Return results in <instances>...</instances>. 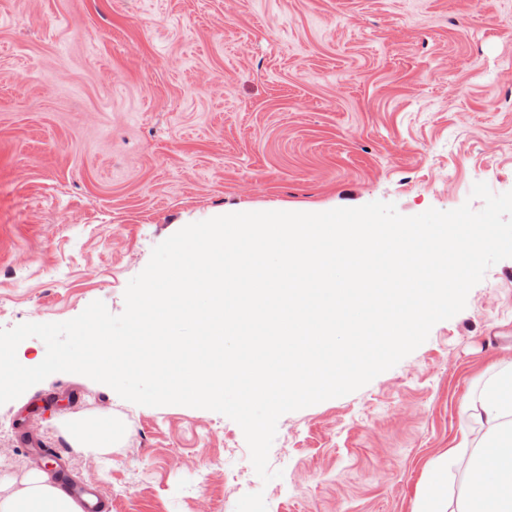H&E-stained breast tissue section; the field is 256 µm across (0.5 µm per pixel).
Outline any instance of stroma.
<instances>
[{"label":"stroma","mask_w":512,"mask_h":512,"mask_svg":"<svg viewBox=\"0 0 512 512\" xmlns=\"http://www.w3.org/2000/svg\"><path fill=\"white\" fill-rule=\"evenodd\" d=\"M512 191V0H0V327L125 307L182 215L415 216ZM512 359V258L348 395L241 427L55 373L0 405V476L66 458L111 512H414L464 402ZM109 415V460L59 421Z\"/></svg>","instance_id":"obj_1"}]
</instances>
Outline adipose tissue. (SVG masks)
<instances>
[{
  "label": "adipose tissue",
  "mask_w": 512,
  "mask_h": 512,
  "mask_svg": "<svg viewBox=\"0 0 512 512\" xmlns=\"http://www.w3.org/2000/svg\"><path fill=\"white\" fill-rule=\"evenodd\" d=\"M466 412L482 427L479 439L461 431L457 445L473 451L471 465L482 485H470L458 512H512V362L499 367ZM62 428L74 448L101 454L111 452L122 434L112 418L82 415L64 421ZM0 512H83L81 504L61 488L52 473L33 470L22 478H0Z\"/></svg>",
  "instance_id": "ef3b65f1"
}]
</instances>
